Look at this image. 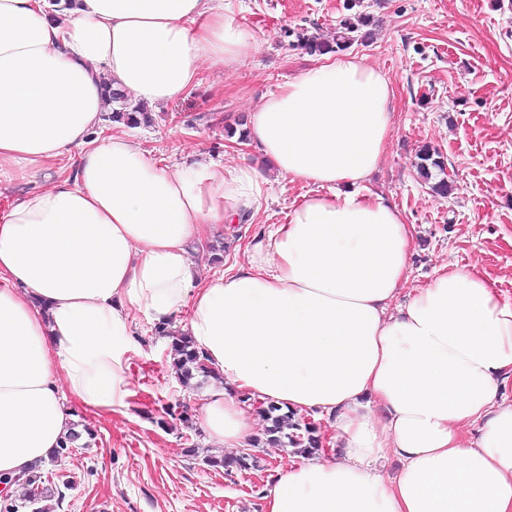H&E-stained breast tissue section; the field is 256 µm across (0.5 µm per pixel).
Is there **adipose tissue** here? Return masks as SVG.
Listing matches in <instances>:
<instances>
[{
    "mask_svg": "<svg viewBox=\"0 0 512 512\" xmlns=\"http://www.w3.org/2000/svg\"><path fill=\"white\" fill-rule=\"evenodd\" d=\"M256 45L224 0H0V183L58 172L0 209V474L49 458L69 397L123 402L134 322L183 313L224 378L211 440L250 447L241 391L336 419L335 448L289 455L264 512H512V303L446 264L397 303L414 227L366 187L395 125L386 76L328 54L266 94L244 117L258 164L169 166L100 134L106 89L168 105ZM275 176L320 192L200 282L187 245L259 212Z\"/></svg>",
    "mask_w": 512,
    "mask_h": 512,
    "instance_id": "1",
    "label": "adipose tissue"
}]
</instances>
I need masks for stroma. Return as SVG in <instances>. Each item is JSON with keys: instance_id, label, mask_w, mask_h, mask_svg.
<instances>
[{"instance_id": "35a3bbf8", "label": "stroma", "mask_w": 512, "mask_h": 512, "mask_svg": "<svg viewBox=\"0 0 512 512\" xmlns=\"http://www.w3.org/2000/svg\"><path fill=\"white\" fill-rule=\"evenodd\" d=\"M258 39L233 67L204 70L178 103L152 109L153 122L132 128L136 142L171 164L201 155L221 166L255 155L225 135L268 92L315 62L296 39L301 30L331 37L344 0H232ZM375 37L353 45L392 82L395 132L371 176V192L393 199L414 226L408 285L430 283L448 263L474 270L512 299V0H363ZM442 155L454 190L437 196L419 175L416 153ZM311 184L274 182L257 220L242 219L241 244L282 223ZM136 352L126 406L69 404L95 432L58 462H45V484L65 499L55 512H263L287 448L262 442L258 405H250L255 466L225 474L207 459L224 454L199 426L203 404L221 384L182 386L169 367L170 337L133 327ZM176 415L160 426L164 407Z\"/></svg>"}]
</instances>
